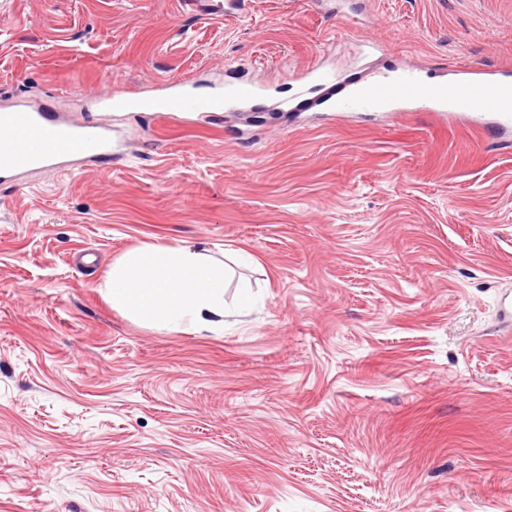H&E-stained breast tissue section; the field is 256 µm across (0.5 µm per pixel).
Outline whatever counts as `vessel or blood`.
<instances>
[{"label": "vessel or blood", "mask_w": 512, "mask_h": 512, "mask_svg": "<svg viewBox=\"0 0 512 512\" xmlns=\"http://www.w3.org/2000/svg\"><path fill=\"white\" fill-rule=\"evenodd\" d=\"M333 78V72L315 63L298 75L299 91H313ZM93 100L104 109L122 104L164 116L217 112L223 107L221 96L190 94L181 81L171 82L158 96L131 98L116 92L94 95ZM332 110L340 116L378 110L444 112L449 118L507 135L512 133V71L472 66L464 69L461 77L439 83L423 80L415 69L396 67L336 98ZM115 152L112 129L107 125H79L23 103L0 110V179L34 170L61 169L76 160Z\"/></svg>", "instance_id": "b4317fda"}]
</instances>
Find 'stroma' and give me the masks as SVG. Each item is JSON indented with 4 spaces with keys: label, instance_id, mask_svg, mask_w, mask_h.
Listing matches in <instances>:
<instances>
[{
    "label": "stroma",
    "instance_id": "1",
    "mask_svg": "<svg viewBox=\"0 0 512 512\" xmlns=\"http://www.w3.org/2000/svg\"><path fill=\"white\" fill-rule=\"evenodd\" d=\"M343 3L0 0V105L225 101L112 111L120 154L0 183V512H512V138L295 96L323 59L349 93L367 34L376 74L512 68V0ZM179 241L251 257L223 330L103 298L117 258ZM185 83L174 81L168 84L167 92L158 96L131 98L122 92L110 94L89 93L87 96L104 109L122 104L143 112H156L164 116L175 114L218 112L223 107L220 95L196 96L185 89Z\"/></svg>",
    "mask_w": 512,
    "mask_h": 512
}]
</instances>
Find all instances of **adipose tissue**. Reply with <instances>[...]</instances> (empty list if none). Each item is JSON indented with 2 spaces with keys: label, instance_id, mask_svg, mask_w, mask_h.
Returning <instances> with one entry per match:
<instances>
[{
  "label": "adipose tissue",
  "instance_id": "ef3b65f1",
  "mask_svg": "<svg viewBox=\"0 0 512 512\" xmlns=\"http://www.w3.org/2000/svg\"><path fill=\"white\" fill-rule=\"evenodd\" d=\"M227 266L193 243H147L124 253L103 281L113 310L160 329L224 327Z\"/></svg>",
  "mask_w": 512,
  "mask_h": 512
}]
</instances>
